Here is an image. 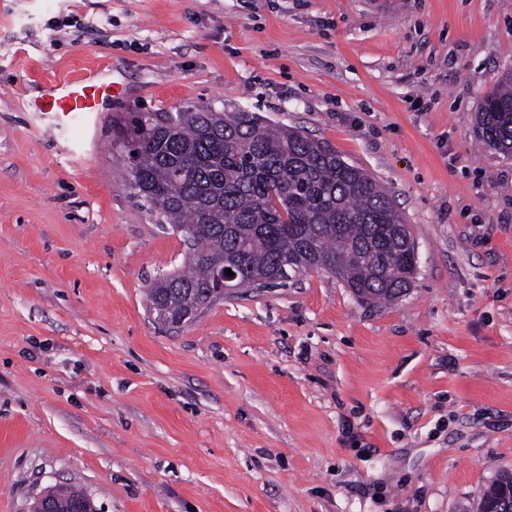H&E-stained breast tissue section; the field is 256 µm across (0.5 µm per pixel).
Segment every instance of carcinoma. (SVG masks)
Listing matches in <instances>:
<instances>
[{
	"label": "carcinoma",
	"mask_w": 512,
	"mask_h": 512,
	"mask_svg": "<svg viewBox=\"0 0 512 512\" xmlns=\"http://www.w3.org/2000/svg\"><path fill=\"white\" fill-rule=\"evenodd\" d=\"M482 144L512 155V71L487 92L478 112ZM129 175L160 222L187 246L183 267L147 288L150 309L177 326L212 302L215 264L233 268L236 285L264 277L280 284L320 269L361 301L392 302L415 278L408 225L385 190L328 143L293 129L272 130L253 112L201 107L155 119L135 117ZM73 503L84 491L54 485ZM512 512L506 484L485 488L477 512L493 501Z\"/></svg>",
	"instance_id": "1"
}]
</instances>
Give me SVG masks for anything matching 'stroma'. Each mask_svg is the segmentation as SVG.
Returning a JSON list of instances; mask_svg holds the SVG:
<instances>
[{"mask_svg": "<svg viewBox=\"0 0 512 512\" xmlns=\"http://www.w3.org/2000/svg\"><path fill=\"white\" fill-rule=\"evenodd\" d=\"M110 82L85 131L41 96ZM512 0H0V512H476L512 472V157L481 146ZM227 106L328 142L401 211L410 290L324 271L230 288L180 329L181 267L124 143Z\"/></svg>", "mask_w": 512, "mask_h": 512, "instance_id": "obj_1", "label": "stroma"}]
</instances>
